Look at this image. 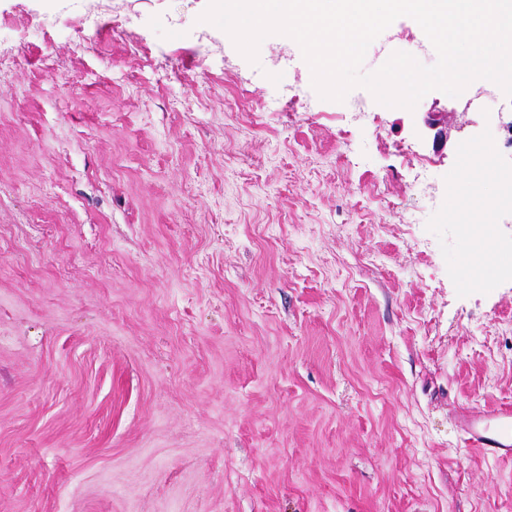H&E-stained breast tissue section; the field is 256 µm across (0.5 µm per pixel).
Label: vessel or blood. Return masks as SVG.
Segmentation results:
<instances>
[{"label": "vessel or blood", "mask_w": 512, "mask_h": 512, "mask_svg": "<svg viewBox=\"0 0 512 512\" xmlns=\"http://www.w3.org/2000/svg\"><path fill=\"white\" fill-rule=\"evenodd\" d=\"M466 448L496 460H512V406L493 412L471 409L460 417Z\"/></svg>", "instance_id": "1"}]
</instances>
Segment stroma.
<instances>
[{
	"instance_id": "obj_1",
	"label": "stroma",
	"mask_w": 512,
	"mask_h": 512,
	"mask_svg": "<svg viewBox=\"0 0 512 512\" xmlns=\"http://www.w3.org/2000/svg\"><path fill=\"white\" fill-rule=\"evenodd\" d=\"M98 3L0 0V512H512V461L459 450L512 405V278L455 224L512 261V204L459 172L512 169V99L324 100L207 0ZM425 40L400 17L362 70Z\"/></svg>"
}]
</instances>
